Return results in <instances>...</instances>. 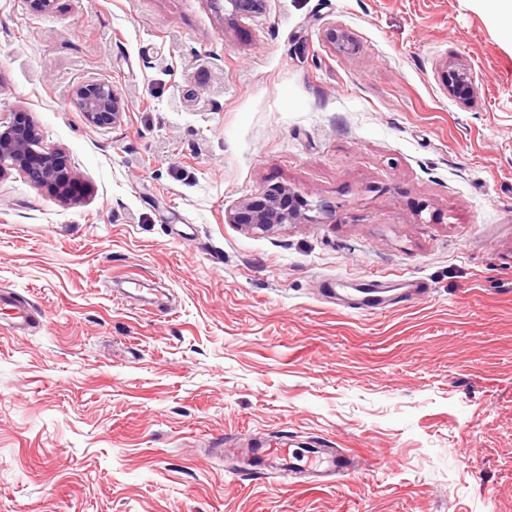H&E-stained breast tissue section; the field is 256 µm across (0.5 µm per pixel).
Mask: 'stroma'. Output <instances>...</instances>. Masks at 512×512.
I'll list each match as a JSON object with an SVG mask.
<instances>
[{
	"label": "stroma",
	"instance_id": "35a3bbf8",
	"mask_svg": "<svg viewBox=\"0 0 512 512\" xmlns=\"http://www.w3.org/2000/svg\"><path fill=\"white\" fill-rule=\"evenodd\" d=\"M89 80L120 123L87 122ZM16 112L81 191L0 179V289L33 308L0 305V512H512V41L481 0H267L232 30L211 0H0ZM274 184L315 221L230 223ZM397 276L424 291L379 314L332 294ZM220 438L368 464L251 482ZM442 83L448 94L461 103L468 102L475 91L473 77L461 63H446L442 71ZM77 104L86 120L97 127L120 123L125 105L117 89L108 82L91 81L76 90Z\"/></svg>",
	"mask_w": 512,
	"mask_h": 512
}]
</instances>
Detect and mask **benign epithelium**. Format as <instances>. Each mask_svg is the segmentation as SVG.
<instances>
[{"instance_id": "obj_1", "label": "benign epithelium", "mask_w": 512, "mask_h": 512, "mask_svg": "<svg viewBox=\"0 0 512 512\" xmlns=\"http://www.w3.org/2000/svg\"><path fill=\"white\" fill-rule=\"evenodd\" d=\"M224 13V27L235 28L242 21L264 10L265 0H214ZM330 44L344 51H354L357 43L344 30L333 26L327 30ZM442 83L448 94L462 103L473 96L475 88L468 68L451 62L442 71ZM77 104L86 120L97 127L119 123L125 105L117 89L108 82L91 81L76 90ZM15 169L24 173L48 196L59 203L75 198L73 176L67 155L43 145L37 126L22 113L0 129V178ZM310 204L283 185H268L253 195L241 208L230 215V223L245 224L262 232L285 224H300Z\"/></svg>"}]
</instances>
